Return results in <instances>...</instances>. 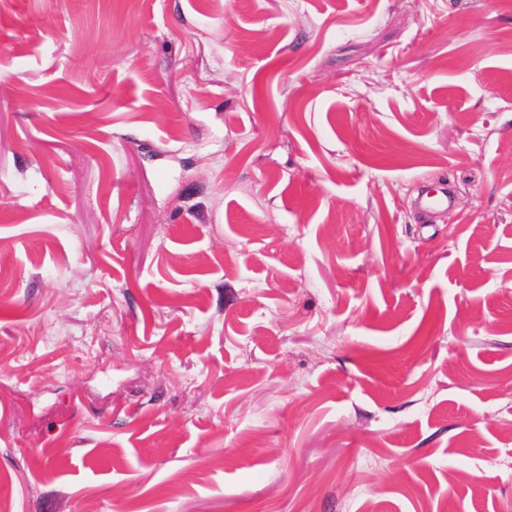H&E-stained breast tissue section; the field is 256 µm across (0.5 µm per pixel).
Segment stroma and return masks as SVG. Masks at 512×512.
Segmentation results:
<instances>
[{"label":"stroma","instance_id":"1","mask_svg":"<svg viewBox=\"0 0 512 512\" xmlns=\"http://www.w3.org/2000/svg\"><path fill=\"white\" fill-rule=\"evenodd\" d=\"M311 501L512 512V0H0V512Z\"/></svg>","mask_w":512,"mask_h":512}]
</instances>
